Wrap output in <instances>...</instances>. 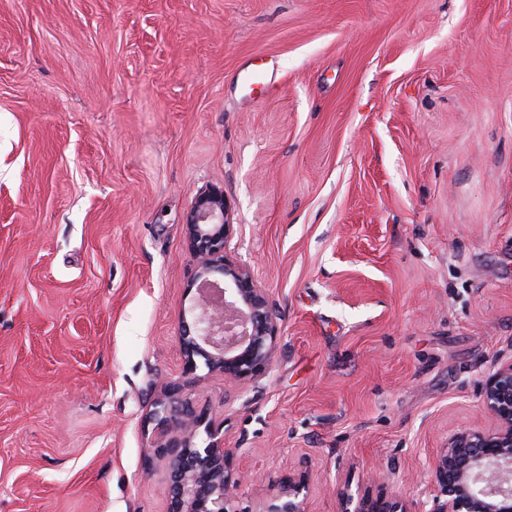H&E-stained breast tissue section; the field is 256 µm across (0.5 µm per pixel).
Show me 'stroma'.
Here are the masks:
<instances>
[{"instance_id": "obj_1", "label": "stroma", "mask_w": 512, "mask_h": 512, "mask_svg": "<svg viewBox=\"0 0 512 512\" xmlns=\"http://www.w3.org/2000/svg\"><path fill=\"white\" fill-rule=\"evenodd\" d=\"M213 190L279 328L195 384L240 493L428 512L512 364V0H0V512H166ZM342 500V512H414L406 501L397 498L360 499L353 510L349 507L353 504V497L347 495Z\"/></svg>"}]
</instances>
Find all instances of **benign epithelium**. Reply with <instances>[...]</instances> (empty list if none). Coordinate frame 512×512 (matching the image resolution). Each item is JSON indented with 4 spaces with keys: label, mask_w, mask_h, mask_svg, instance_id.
Masks as SVG:
<instances>
[{
    "label": "benign epithelium",
    "mask_w": 512,
    "mask_h": 512,
    "mask_svg": "<svg viewBox=\"0 0 512 512\" xmlns=\"http://www.w3.org/2000/svg\"><path fill=\"white\" fill-rule=\"evenodd\" d=\"M185 229L197 259L191 284L196 295L181 312L178 336L183 374L190 381L165 385L147 416L150 447L169 469L167 512H309L304 474L279 481L242 505L241 475L233 452L224 447V421L193 401L191 381L200 363L226 384L246 385L265 376L278 328L265 289L227 250L234 224L223 193L199 196ZM482 401L496 427L448 440L431 468L434 493L427 512H512V364L487 376ZM342 512L413 510L397 498L355 503L348 495Z\"/></svg>",
    "instance_id": "obj_1"
}]
</instances>
